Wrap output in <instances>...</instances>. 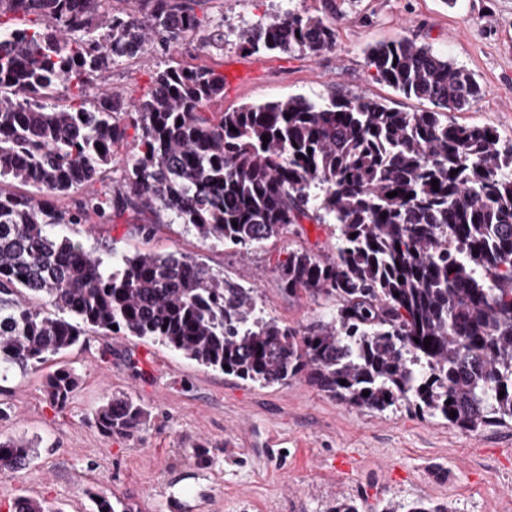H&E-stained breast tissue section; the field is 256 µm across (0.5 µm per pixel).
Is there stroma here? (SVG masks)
<instances>
[{
    "label": "stroma",
    "instance_id": "1",
    "mask_svg": "<svg viewBox=\"0 0 512 512\" xmlns=\"http://www.w3.org/2000/svg\"><path fill=\"white\" fill-rule=\"evenodd\" d=\"M328 20L332 48L317 55L252 54L240 28L266 23L286 8ZM218 38L191 39L172 55L152 52L113 66L98 94L146 95L171 62L205 65L224 75V109L288 95L365 96L405 112L430 110L375 81L369 47L409 39L469 70L483 96L454 113L459 123L495 129L512 140V0H194ZM138 224L159 230L144 238ZM69 236L94 253L103 246L133 254L181 252L213 272L256 288L266 315L299 327L333 302L288 297L272 256L307 248L336 252L330 224L306 220L298 231L241 259L214 248L167 215L128 211L109 224L88 223ZM68 356L80 376L66 408L50 403L41 373L16 372L0 384V438H23L31 459L0 475V512L22 496L60 512H91L90 493L132 512H329L340 500L359 512L389 501L447 505L450 512H512V426L465 431L420 416L404 403L377 411L349 406L302 379L261 386L204 368L168 348L132 336H98ZM107 358H100V351ZM140 399L149 417L130 438L107 436L92 422L104 400Z\"/></svg>",
    "mask_w": 512,
    "mask_h": 512
}]
</instances>
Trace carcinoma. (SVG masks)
Masks as SVG:
<instances>
[{
	"mask_svg": "<svg viewBox=\"0 0 512 512\" xmlns=\"http://www.w3.org/2000/svg\"><path fill=\"white\" fill-rule=\"evenodd\" d=\"M139 2L115 12L112 0H0V38H10L0 53V382L51 362L42 387L63 407L79 376L61 358L90 332H115L262 386L304 376L357 407L405 401L465 430L511 426L512 144L448 119L481 96L474 75L401 40L367 52L375 79L432 111L316 95L212 112L224 76L179 63L131 106L95 96L114 64L173 52L209 24L188 0ZM239 39L253 53L318 55L335 29L288 10ZM130 128L134 152L112 194L58 208V197L110 179ZM126 209L166 212L243 254L304 219L332 224L335 256L298 248L274 270L286 294L330 298L336 312L284 325L263 315L256 289L187 255L105 259L55 232ZM147 419L131 396L92 414L109 436L132 437ZM30 451L0 440V474ZM14 512L60 510L21 497Z\"/></svg>",
	"mask_w": 512,
	"mask_h": 512,
	"instance_id": "obj_1",
	"label": "carcinoma"
}]
</instances>
